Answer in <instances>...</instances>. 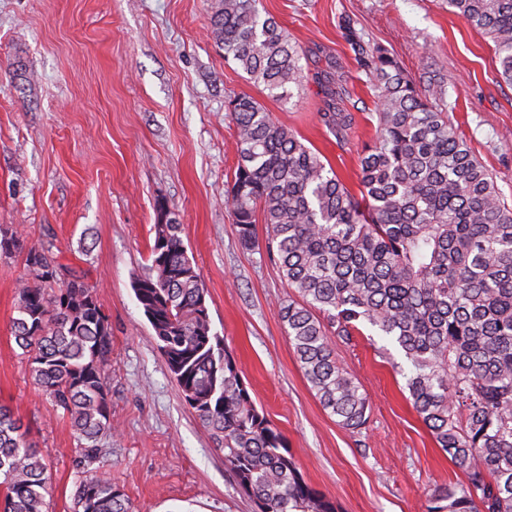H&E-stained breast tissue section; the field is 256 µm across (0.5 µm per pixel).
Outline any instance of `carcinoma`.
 I'll list each match as a JSON object with an SVG mask.
<instances>
[{
	"label": "carcinoma",
	"mask_w": 512,
	"mask_h": 512,
	"mask_svg": "<svg viewBox=\"0 0 512 512\" xmlns=\"http://www.w3.org/2000/svg\"><path fill=\"white\" fill-rule=\"evenodd\" d=\"M448 12L494 44L497 72L512 86V0H447ZM210 31L224 58L271 97L292 96L301 48L258 0H212ZM377 99L376 141L360 157L359 191L254 98L228 101L238 155L228 206L248 248L265 247L300 300L279 314L322 407L359 433L370 404L333 357L372 329L408 364L413 408L464 480L436 485L427 512H512V206L439 102L445 78L423 96L384 49L349 35ZM325 126L344 142L353 116L336 111L343 87L327 88ZM151 264L133 291L185 402L211 433L235 485L259 512H337L303 477L253 401L224 338L212 330L201 275L182 224L153 225ZM20 255L11 334L30 374L63 411L84 456L114 435L107 379L112 328L92 288L49 246H26L0 226V257ZM46 467L20 419L0 405V512H49ZM71 512H134L119 486L80 474Z\"/></svg>",
	"instance_id": "carcinoma-1"
}]
</instances>
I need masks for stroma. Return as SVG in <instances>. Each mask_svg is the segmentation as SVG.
<instances>
[{
  "instance_id": "1",
  "label": "stroma",
  "mask_w": 512,
  "mask_h": 512,
  "mask_svg": "<svg viewBox=\"0 0 512 512\" xmlns=\"http://www.w3.org/2000/svg\"><path fill=\"white\" fill-rule=\"evenodd\" d=\"M211 0H0V225L53 244L84 274L112 326L117 436L87 475L124 489L135 512H257L167 371L132 290L150 263L160 208L174 213L208 290L212 328L306 481L340 512H426L434 485L464 474L412 406L400 354L380 336L332 338L367 393L359 434L305 378L279 316L295 298L265 250L242 244L225 200L237 164L230 97L250 95L317 150L349 189L373 140L376 101L348 41L386 49L417 89L447 78L460 137L512 203V86L493 44L444 0H261L305 52L301 84L269 97L210 37ZM355 122L337 142L319 119L331 83ZM21 257L0 258V403L29 428L53 512H69L82 445L33 384L11 335Z\"/></svg>"
}]
</instances>
